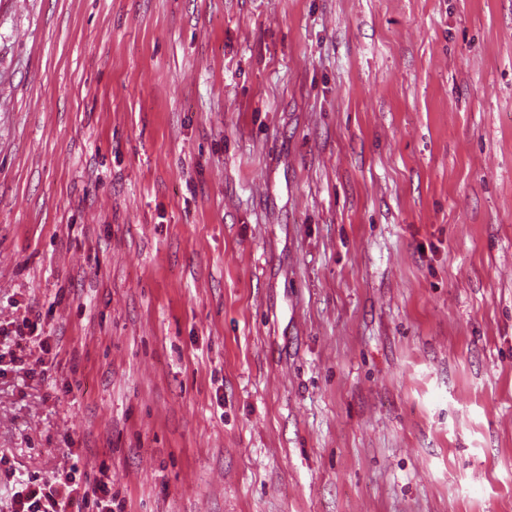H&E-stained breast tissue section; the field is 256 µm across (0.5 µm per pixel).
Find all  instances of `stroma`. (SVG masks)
I'll return each instance as SVG.
<instances>
[{
  "instance_id": "1",
  "label": "stroma",
  "mask_w": 512,
  "mask_h": 512,
  "mask_svg": "<svg viewBox=\"0 0 512 512\" xmlns=\"http://www.w3.org/2000/svg\"><path fill=\"white\" fill-rule=\"evenodd\" d=\"M34 315L17 471L512 512V0H0V322Z\"/></svg>"
}]
</instances>
